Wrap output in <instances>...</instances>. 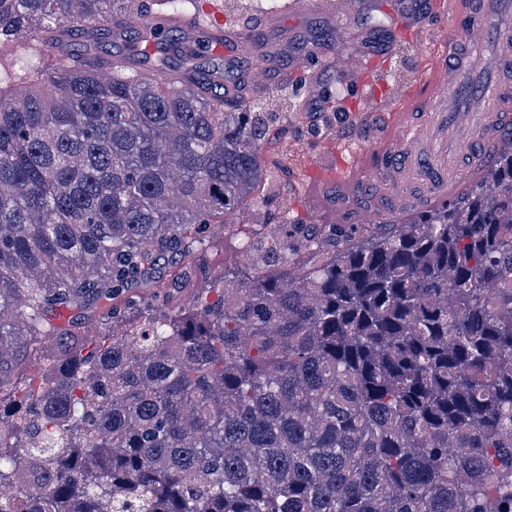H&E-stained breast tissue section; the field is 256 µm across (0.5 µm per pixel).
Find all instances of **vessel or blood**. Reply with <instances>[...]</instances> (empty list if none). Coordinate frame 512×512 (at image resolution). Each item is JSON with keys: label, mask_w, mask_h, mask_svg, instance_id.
Masks as SVG:
<instances>
[{"label": "vessel or blood", "mask_w": 512, "mask_h": 512, "mask_svg": "<svg viewBox=\"0 0 512 512\" xmlns=\"http://www.w3.org/2000/svg\"><path fill=\"white\" fill-rule=\"evenodd\" d=\"M458 22L454 33L439 35L434 67L421 75L409 101L388 116L376 146L360 153L349 174H337L324 203L337 223L390 221L408 199L401 192L403 169L420 171L429 182L421 202L446 201L453 181L449 161L486 168L497 145L512 132V56L489 60V45H512V0H448ZM192 28L209 35L216 52L241 54L246 42L224 33L222 0H203Z\"/></svg>", "instance_id": "vessel-or-blood-1"}]
</instances>
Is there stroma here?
Here are the masks:
<instances>
[{
  "instance_id": "stroma-1",
  "label": "stroma",
  "mask_w": 512,
  "mask_h": 512,
  "mask_svg": "<svg viewBox=\"0 0 512 512\" xmlns=\"http://www.w3.org/2000/svg\"><path fill=\"white\" fill-rule=\"evenodd\" d=\"M243 2L251 24L240 26L228 12L224 28L245 31L247 53L239 58L217 53L213 60L232 77L237 93L256 107H268L272 93L288 87L292 105L279 113L277 125L288 133L293 159L287 170L268 174L270 187L260 201L243 205L213 225L208 241L196 253L204 273L189 286L173 290L179 265L173 259L159 262L139 292L167 295L171 313L189 306L195 294L210 287L212 278L244 265L239 239L251 235L263 246L280 223L300 224L311 233L330 223L320 204L331 189L324 174L340 172L355 152L377 141L388 114L399 106L401 89L431 67L436 31L452 26L440 0H357L350 13H322L313 0H299L295 11L272 14L260 12L257 0ZM374 9L391 17L388 30L370 25ZM349 54L373 62L366 77L354 78L339 68V59ZM256 62L270 70L268 83L259 89L245 82ZM314 80L326 87L324 97L310 94L308 85Z\"/></svg>"
}]
</instances>
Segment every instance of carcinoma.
<instances>
[{
	"mask_svg": "<svg viewBox=\"0 0 512 512\" xmlns=\"http://www.w3.org/2000/svg\"><path fill=\"white\" fill-rule=\"evenodd\" d=\"M154 2L194 40L196 0ZM147 14L0 0V512H512V147L408 223L281 224L268 264L243 238L190 307L129 300L90 340L98 297L192 261L288 160L201 46L145 32L109 67ZM31 352L49 375L10 383Z\"/></svg>",
	"mask_w": 512,
	"mask_h": 512,
	"instance_id": "1",
	"label": "carcinoma"
}]
</instances>
